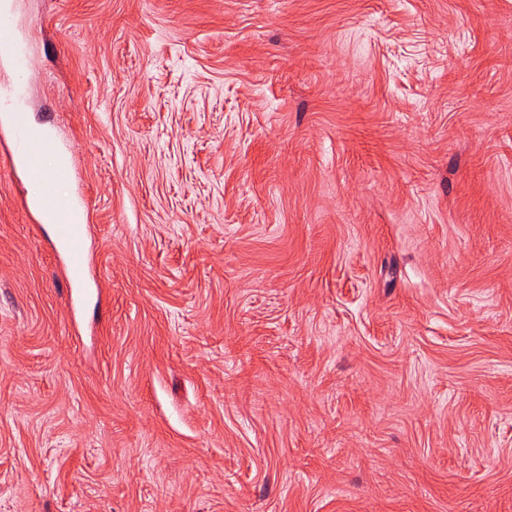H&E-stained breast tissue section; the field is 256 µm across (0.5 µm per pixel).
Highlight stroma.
Instances as JSON below:
<instances>
[{
  "label": "stroma",
  "instance_id": "obj_1",
  "mask_svg": "<svg viewBox=\"0 0 512 512\" xmlns=\"http://www.w3.org/2000/svg\"><path fill=\"white\" fill-rule=\"evenodd\" d=\"M8 3L0 512H512V0ZM11 133L10 158L14 172L20 171L30 183L41 188V195L32 200L40 221L50 224L54 238L63 254V269L68 296L89 288L90 263L86 248L82 205L58 201L53 197L54 185L70 178L66 158L61 164L48 166L47 161L66 157L69 149L53 133L44 129L33 133L22 106L7 105L0 117Z\"/></svg>",
  "mask_w": 512,
  "mask_h": 512
}]
</instances>
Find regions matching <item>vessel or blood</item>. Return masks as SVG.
Masks as SVG:
<instances>
[{
  "instance_id": "obj_1",
  "label": "vessel or blood",
  "mask_w": 512,
  "mask_h": 512,
  "mask_svg": "<svg viewBox=\"0 0 512 512\" xmlns=\"http://www.w3.org/2000/svg\"><path fill=\"white\" fill-rule=\"evenodd\" d=\"M0 121L11 133L13 170L41 189L32 205L41 222L51 226L61 248L68 292L72 295L81 292L88 288L90 274L82 206L53 196L55 184L70 177L67 165L59 161L68 149L50 131L32 132L23 107L8 105L6 112L0 114Z\"/></svg>"
}]
</instances>
